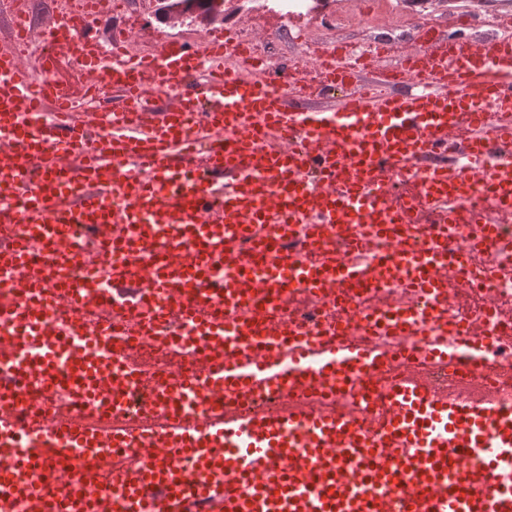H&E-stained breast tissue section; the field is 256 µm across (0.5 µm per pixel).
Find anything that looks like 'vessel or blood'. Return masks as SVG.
<instances>
[{"label":"vessel or blood","instance_id":"obj_1","mask_svg":"<svg viewBox=\"0 0 512 512\" xmlns=\"http://www.w3.org/2000/svg\"><path fill=\"white\" fill-rule=\"evenodd\" d=\"M82 34L74 24L39 78L0 53V280L18 296L0 305V495H24L28 512H512V392L482 382L441 397L414 370L429 357L476 375L497 334L459 322L450 344L365 340L379 321L399 336L414 318L437 323L474 287V256L497 246L471 199L485 188L512 215V175L486 162L512 149V39L427 32L370 72L328 49L297 107L279 92L291 67L244 50L225 65L220 37L140 56L120 45L64 82ZM99 72L125 107L92 108ZM191 82L195 94L151 110L150 90ZM296 224L309 227L304 258ZM353 224L368 235L350 238ZM452 224L476 225L467 247ZM260 226L270 240L243 243ZM338 238L355 260L330 259ZM76 267L86 281L66 286L59 272ZM393 278L407 305L361 307L332 336L288 302L298 288L330 298ZM126 334L177 336L195 371L145 376L134 348L110 345ZM352 381L368 407L328 414L310 399ZM61 385L115 414L130 388L152 389L148 413L163 422L92 430L51 402ZM237 394L278 406L243 414ZM82 458L84 498L70 465Z\"/></svg>","mask_w":512,"mask_h":512}]
</instances>
